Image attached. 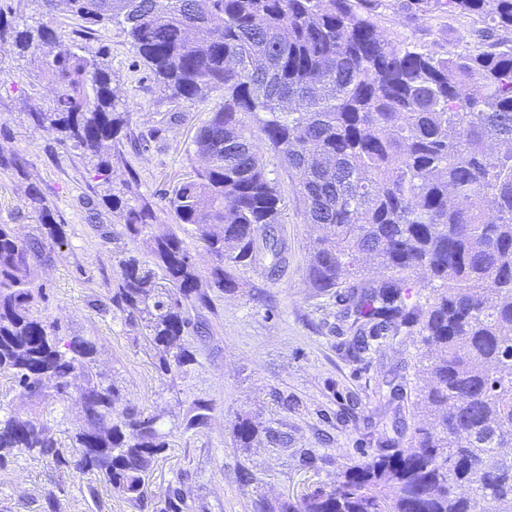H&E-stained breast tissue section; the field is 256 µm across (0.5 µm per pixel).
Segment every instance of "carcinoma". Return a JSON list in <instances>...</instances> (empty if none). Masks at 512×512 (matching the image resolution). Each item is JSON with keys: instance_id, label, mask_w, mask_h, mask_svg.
Returning a JSON list of instances; mask_svg holds the SVG:
<instances>
[{"instance_id": "1", "label": "carcinoma", "mask_w": 512, "mask_h": 512, "mask_svg": "<svg viewBox=\"0 0 512 512\" xmlns=\"http://www.w3.org/2000/svg\"><path fill=\"white\" fill-rule=\"evenodd\" d=\"M0 0V44L10 41L55 83L38 130L82 147L107 172L126 125L112 72L54 27L56 13L90 33L115 27L172 96L223 101L196 128L193 174L168 196L178 225L193 226L212 265L202 272L174 230L154 232L150 204L112 196V216L133 249L119 260L112 309L140 326L164 375L196 363L192 312L213 293L241 286L238 272L285 261L276 235L287 201L259 156L255 133L295 185L304 223L323 229L309 248L310 287L334 295L359 352L387 336L417 335L430 374L416 393L407 447L395 446L336 473L280 512H512V0H414L489 23L485 43L442 58L383 36L382 0H38L46 21H15ZM26 199L33 238L0 224V373L32 403L77 389L82 426L71 452L41 415L0 414V467L22 455L98 476L138 512L167 448L157 419L121 401L94 371L95 342L46 314L34 259L62 245L41 189ZM386 272L378 280L371 268ZM422 280L427 294L413 291ZM195 398L183 432L209 426ZM249 418L232 428L247 448ZM177 475L151 512H189Z\"/></svg>"}]
</instances>
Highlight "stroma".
<instances>
[{
  "mask_svg": "<svg viewBox=\"0 0 512 512\" xmlns=\"http://www.w3.org/2000/svg\"><path fill=\"white\" fill-rule=\"evenodd\" d=\"M377 21L388 37L448 58L473 46L484 27L471 16L415 11L410 0H383ZM85 46L87 54L105 53L112 88L127 107L123 159L102 176L56 132L33 130L27 114L48 109L53 87L29 57L0 47V151L23 160L21 171L0 169V224L32 234L36 219L25 198L32 184L65 224L64 245L37 264L48 311L63 335L95 338L97 370L167 433L170 446L149 478V494L162 497L183 470L192 512H270L387 447L394 417L416 421L415 393L427 383L420 339L393 336L379 349L353 352L334 297L309 286L308 250L318 230L304 223L295 186L270 150L263 161L278 173L289 202L279 233L286 266L276 273L264 265L247 269L236 293L199 311L205 330L188 339L197 358L188 374L160 376L144 336L107 310L118 262L132 244L106 196L126 193L130 203H149L161 224H174L165 195L190 174L194 132L222 94L195 102L168 96L117 29L88 37ZM393 378L401 386L395 399L387 387ZM193 394L211 400V420L202 432L184 434L176 425ZM241 417L276 429L285 442L239 447L232 426ZM51 493L60 512H134L92 476L27 456L0 467V512H44Z\"/></svg>",
  "mask_w": 512,
  "mask_h": 512,
  "instance_id": "35a3bbf8",
  "label": "stroma"
}]
</instances>
